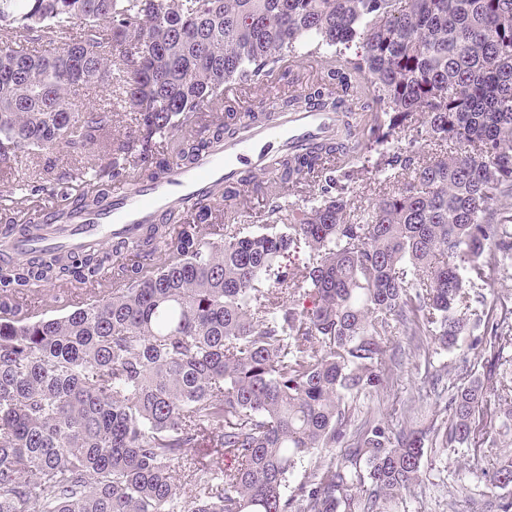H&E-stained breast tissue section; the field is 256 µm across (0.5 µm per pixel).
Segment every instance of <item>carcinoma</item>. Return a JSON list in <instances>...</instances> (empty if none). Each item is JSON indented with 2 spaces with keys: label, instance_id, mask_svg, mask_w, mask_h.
Returning a JSON list of instances; mask_svg holds the SVG:
<instances>
[{
  "label": "carcinoma",
  "instance_id": "carcinoma-1",
  "mask_svg": "<svg viewBox=\"0 0 512 512\" xmlns=\"http://www.w3.org/2000/svg\"><path fill=\"white\" fill-rule=\"evenodd\" d=\"M305 53L320 80L283 105L348 102L362 124L276 160L261 231L219 206L152 224L110 288L105 251L0 267V512H387L426 491L430 451L467 453L483 512H512V452L491 455L512 424V297L486 293L512 267V0H0V165L78 163L1 193L0 218L36 219V199L92 211L169 165L165 143L194 164L237 125L226 93ZM96 85L108 102L78 106ZM201 112L212 128L188 132ZM70 278L84 304L26 308ZM475 329L452 385L432 384L428 430L373 420L342 446L392 336L454 352ZM206 438L234 465L195 460Z\"/></svg>",
  "mask_w": 512,
  "mask_h": 512
}]
</instances>
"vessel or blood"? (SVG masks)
<instances>
[{"label": "vessel or blood", "instance_id": "obj_1", "mask_svg": "<svg viewBox=\"0 0 512 512\" xmlns=\"http://www.w3.org/2000/svg\"><path fill=\"white\" fill-rule=\"evenodd\" d=\"M338 123V113L318 107L278 110L262 121L242 117L236 133L215 143L194 165H169L146 182L117 181L111 198L95 212L63 219L50 209L40 224H1L0 264L46 251L80 253L130 242L145 225L215 204L225 186L272 174L276 156L313 151L335 134Z\"/></svg>", "mask_w": 512, "mask_h": 512}]
</instances>
